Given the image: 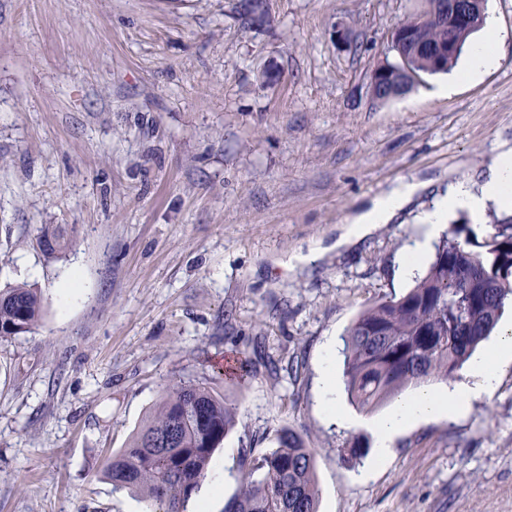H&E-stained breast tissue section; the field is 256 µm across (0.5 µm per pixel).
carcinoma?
<instances>
[{
	"label": "carcinoma",
	"mask_w": 512,
	"mask_h": 512,
	"mask_svg": "<svg viewBox=\"0 0 512 512\" xmlns=\"http://www.w3.org/2000/svg\"><path fill=\"white\" fill-rule=\"evenodd\" d=\"M261 0H240L245 25ZM432 0H423L400 23L423 42H448V29L428 19ZM457 58L440 70L421 57V74L449 73ZM413 78L391 71L388 88L401 94ZM452 226L435 246L424 273L398 299L361 311L344 337V390L360 410L371 413L409 386L448 380L496 329L512 305V225H497L481 241L461 238ZM39 242L49 256L66 245L65 231L45 226ZM42 316L37 289L27 284L0 289V338L31 331ZM236 426V412L224 398L194 380L169 386L132 435L128 446L109 457L103 473L114 490L136 493L159 512H185L186 503L208 473L214 451ZM276 447L241 455L242 480L224 512H318L319 488L313 451L290 430L278 431Z\"/></svg>",
	"instance_id": "1"
}]
</instances>
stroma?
Wrapping results in <instances>:
<instances>
[{"label":"stroma","instance_id":"1","mask_svg":"<svg viewBox=\"0 0 512 512\" xmlns=\"http://www.w3.org/2000/svg\"><path fill=\"white\" fill-rule=\"evenodd\" d=\"M236 4L0 0V287L43 306L0 339V512H151L103 466L187 378L238 415L217 492L199 488L211 512L240 487V450L283 428L315 452L319 512H512V367L382 463L376 413L343 395L356 424L337 425L319 381L326 336L411 288L399 261L424 213L512 147V0H490L508 33L495 69L384 103L368 78L415 0H267L260 27ZM405 182L419 189L389 223L340 243ZM47 224L71 231L55 258ZM289 359L297 376L272 372Z\"/></svg>","mask_w":512,"mask_h":512}]
</instances>
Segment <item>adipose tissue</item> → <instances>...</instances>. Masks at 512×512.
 I'll return each instance as SVG.
<instances>
[{
	"label": "adipose tissue",
	"instance_id": "adipose-tissue-1",
	"mask_svg": "<svg viewBox=\"0 0 512 512\" xmlns=\"http://www.w3.org/2000/svg\"><path fill=\"white\" fill-rule=\"evenodd\" d=\"M507 34L500 27L494 13H487L478 39L468 47L465 66L468 74L478 77L498 66V49ZM418 190L417 184L406 183L377 198L372 206L356 215L342 235L343 240L359 239L378 224L388 223ZM512 207V149L502 152L492 167L491 174L480 188L461 182L448 196L427 214L424 235L415 241L401 262L403 275H414L420 260L426 255L430 240L447 227L452 213L467 211L473 220H480L489 205ZM335 338L324 344L321 368L322 408L328 418L342 424H352L337 401L334 357ZM512 366V324L505 326L499 340L468 363L466 382L442 391L421 389L399 397L392 408L373 423L375 458L383 461L392 452L395 438L412 424L445 415L459 417L466 413L472 400L490 395L498 386L502 369Z\"/></svg>",
	"mask_w": 512,
	"mask_h": 512
}]
</instances>
